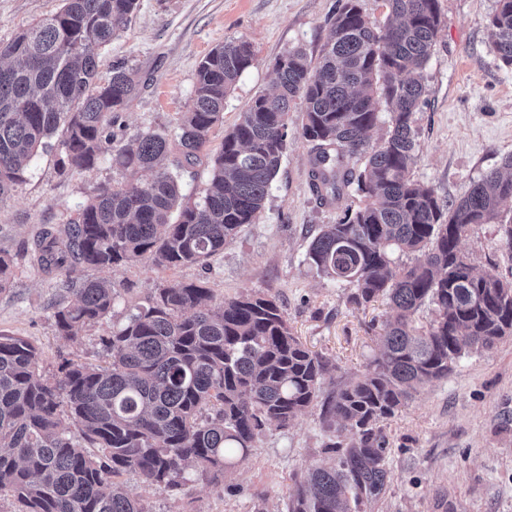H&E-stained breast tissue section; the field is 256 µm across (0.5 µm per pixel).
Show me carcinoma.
I'll return each mask as SVG.
<instances>
[{"mask_svg":"<svg viewBox=\"0 0 512 512\" xmlns=\"http://www.w3.org/2000/svg\"><path fill=\"white\" fill-rule=\"evenodd\" d=\"M61 2L0 42V196L55 136L62 172L90 169L110 150L113 166L148 178L101 189L68 223L34 239L30 260L61 277L68 294L54 313L59 336L77 342L114 307L112 282L85 279L84 269L203 264L254 223L288 146L290 112L301 104L317 196L336 200L355 183L365 198L320 227L306 260L355 286V304L384 297L393 315L366 372L327 397V428L353 439L326 446L332 461L296 481L288 512H355L377 500L388 479L378 423L463 356L512 334V281L494 268L474 272L460 248L473 226L497 219L512 199V156L508 173L489 171L447 205L412 175L414 115L436 44L438 0H384L390 19L382 24L358 0H339L318 63L301 48L277 59L275 92L257 96L224 133L196 203L181 194V168L198 161L223 122L226 96L252 66L251 46L226 43L201 60L175 144L155 132L124 143L122 111L141 80L114 67L99 81L91 48L112 41L138 0ZM488 28L491 51L512 67V0H497ZM381 101L390 125L374 141ZM353 158L363 160L358 172L349 167ZM400 255L412 262H398ZM13 271V257L1 251L0 292ZM426 306L434 315L422 325L416 315ZM101 344L107 365L67 360L52 384L38 373L31 341L0 334V490L12 494L17 512H143L118 481L122 473L134 471L158 490L178 488L191 471L216 478L247 459L266 426L286 429L310 407L329 370L294 336L274 299L241 294L214 304L203 281L156 289ZM70 419L81 426L79 440Z\"/></svg>","mask_w":512,"mask_h":512,"instance_id":"obj_1","label":"carcinoma"}]
</instances>
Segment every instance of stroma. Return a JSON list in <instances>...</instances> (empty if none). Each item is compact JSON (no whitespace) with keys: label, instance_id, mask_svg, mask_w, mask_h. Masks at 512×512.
<instances>
[{"label":"stroma","instance_id":"stroma-1","mask_svg":"<svg viewBox=\"0 0 512 512\" xmlns=\"http://www.w3.org/2000/svg\"><path fill=\"white\" fill-rule=\"evenodd\" d=\"M440 26L424 70L425 104L415 114L416 180L443 200L463 197L512 155V68L489 45L487 22L496 0H438ZM61 0H0V41L7 42L59 9ZM337 0H138V8L112 42L97 48L99 76L114 67L139 71L143 84L123 111L124 139L154 131L176 139L177 119L192 104L199 62L215 46L250 44L254 61L224 102V122L212 129L206 157L181 172L186 200L200 199L210 182L208 155L240 112L275 86L274 64L301 47L318 58L332 31ZM312 146L289 139L263 211L226 240L205 264L175 268L147 261L88 270L111 280L116 304L106 318L84 328L78 342L56 330L55 305L63 291L30 262L18 261L11 287L0 292V333L24 336L41 351L40 371L56 381L63 360L102 365L100 338L125 324L153 289L206 281L214 302L241 293L275 298L293 333L327 357V383L363 373L373 355L376 325L391 309L380 299L352 302L353 285L318 274L305 261L321 225L361 206L356 187L321 202L311 185ZM54 152L33 157L19 183L0 196V251L17 254L47 224H63L103 187L123 181L104 154L89 170L59 173ZM475 272L512 275V250L498 224H479L461 243ZM388 481L361 512H512V335L479 354L462 357L448 377L427 384L384 419ZM331 434L320 404L288 429L268 428L243 463L219 478L190 472L180 489L152 490L133 472L120 481L144 512H288L294 478L327 461Z\"/></svg>","mask_w":512,"mask_h":512}]
</instances>
